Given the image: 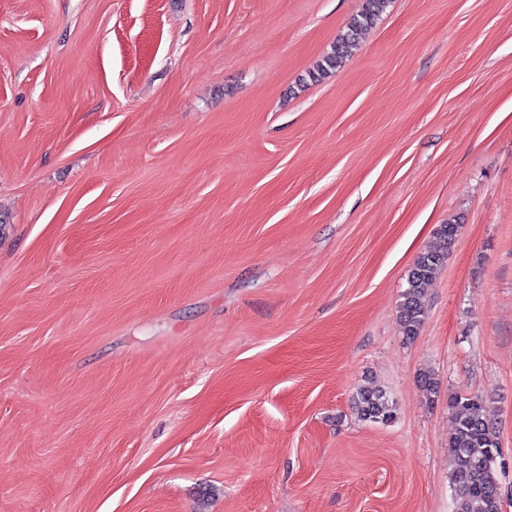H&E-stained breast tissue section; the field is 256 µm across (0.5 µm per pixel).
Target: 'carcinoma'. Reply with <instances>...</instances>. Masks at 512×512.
I'll return each mask as SVG.
<instances>
[{
    "mask_svg": "<svg viewBox=\"0 0 512 512\" xmlns=\"http://www.w3.org/2000/svg\"><path fill=\"white\" fill-rule=\"evenodd\" d=\"M390 0H365L359 14L351 18L336 41L299 81L303 88L335 74L344 63L349 49L372 27ZM459 224L439 226L436 242L420 253L407 275V287L402 293L399 316L402 333L411 341L418 335L426 315L425 286L432 281L448 260L449 250L458 235ZM417 382L427 398L439 394V383L429 371L417 376ZM355 408L365 421L386 424L395 417V407L382 389L365 386L358 392ZM452 430L448 447L455 460L451 475L456 512H501L500 483L497 471L499 443L491 433L486 404L478 395L454 394L448 397Z\"/></svg>",
    "mask_w": 512,
    "mask_h": 512,
    "instance_id": "obj_1",
    "label": "carcinoma"
}]
</instances>
